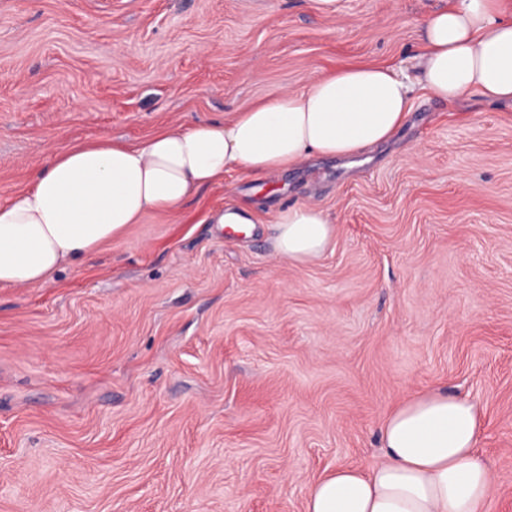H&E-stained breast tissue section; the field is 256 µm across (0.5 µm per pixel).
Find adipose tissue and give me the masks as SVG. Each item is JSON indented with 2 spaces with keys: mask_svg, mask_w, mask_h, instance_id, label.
Returning a JSON list of instances; mask_svg holds the SVG:
<instances>
[{
  "mask_svg": "<svg viewBox=\"0 0 512 512\" xmlns=\"http://www.w3.org/2000/svg\"><path fill=\"white\" fill-rule=\"evenodd\" d=\"M417 60L423 88L448 104L476 94L512 101V0H448L424 21ZM409 111L405 79L362 64L140 145L108 137L72 143L50 154L31 188L0 201V287L49 283L146 215L184 211L226 174L266 178L314 158L369 151L389 142ZM272 230L274 255L297 265L320 258L336 237L313 205L278 210ZM480 425L468 398L412 396L382 423L385 462L325 473L306 512H485L493 486L477 449Z\"/></svg>",
  "mask_w": 512,
  "mask_h": 512,
  "instance_id": "obj_1",
  "label": "adipose tissue"
}]
</instances>
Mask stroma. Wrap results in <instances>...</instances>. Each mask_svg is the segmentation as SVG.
I'll list each match as a JSON object with an SVG mask.
<instances>
[{
	"label": "stroma",
	"instance_id": "35a3bbf8",
	"mask_svg": "<svg viewBox=\"0 0 512 512\" xmlns=\"http://www.w3.org/2000/svg\"><path fill=\"white\" fill-rule=\"evenodd\" d=\"M445 4L0 0V199L73 141L141 144L345 64L394 68L412 104L369 155L225 175L49 284L0 288V512H305L431 389L482 408L486 512H512V103L419 84ZM247 201L250 234L210 223ZM302 204L336 239L298 266L269 235Z\"/></svg>",
	"mask_w": 512,
	"mask_h": 512
}]
</instances>
